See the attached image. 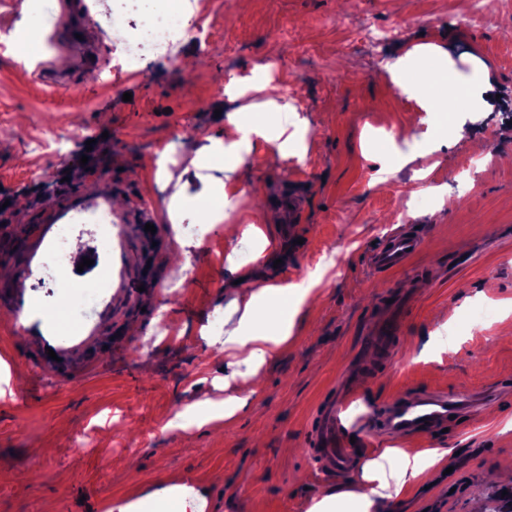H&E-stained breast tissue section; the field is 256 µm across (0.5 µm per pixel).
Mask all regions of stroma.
<instances>
[{"label":"stroma","mask_w":512,"mask_h":512,"mask_svg":"<svg viewBox=\"0 0 512 512\" xmlns=\"http://www.w3.org/2000/svg\"><path fill=\"white\" fill-rule=\"evenodd\" d=\"M166 7L176 33L189 10L203 13L207 47L176 40L146 77L75 75L64 65L73 80L59 90L12 58L18 40L36 46L41 60L63 50L54 17L39 23L33 0H0V249L9 252L0 284L19 298L18 306L0 305V360L10 376L0 396V512H111L118 504L159 512L155 494L163 489L187 492L199 512H307L327 492L350 491V476H318L305 448L317 410L335 395L389 287L411 296L400 358L359 387L342 414L349 431L397 396L512 382V343L501 339L512 330V11L493 8L476 28L459 0H167ZM369 22L396 28L398 39L362 40ZM417 43L455 60L481 59L501 101L489 112L449 113L465 125L445 137L417 111L414 95L396 94L379 63ZM273 63L309 121L308 153L300 162L262 145L233 174L227 192L236 219L270 241L245 267L276 283L302 282L327 257L335 267L304 329L261 368L254 387L242 365L226 379L215 342L243 302L228 257L249 243L220 224L197 239L186 230L197 221L192 208L181 223L166 222L176 187L140 161L160 157L180 171L185 155L222 137L218 113L252 102L215 95L216 83L260 75ZM126 92L131 101H123ZM185 126L190 136L174 139ZM404 131L434 145L441 165L431 171L419 159L373 187L390 136ZM59 153L68 165L56 163ZM423 168L427 176L418 177ZM292 188L304 196L298 234L306 247L287 257L280 198ZM401 208L423 248L407 270L375 275L365 252L397 228ZM103 211L112 214L109 297L71 337L49 335L36 311L48 294L34 290L29 273L45 242L79 220L92 263L66 276L94 281L101 240L93 224ZM142 214L156 226L161 251L138 239L133 220ZM153 252L154 285L132 292ZM162 321L176 340L154 341ZM49 350L60 357L52 370L42 366ZM249 386L251 405L231 423L169 428L192 405ZM79 429L91 443L74 444ZM384 448L410 456L457 451L452 473L439 467L409 485L395 512H483L493 473L512 460V409L467 412L432 437L377 438L367 459Z\"/></svg>","instance_id":"obj_1"}]
</instances>
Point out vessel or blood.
Wrapping results in <instances>:
<instances>
[{
    "mask_svg": "<svg viewBox=\"0 0 512 512\" xmlns=\"http://www.w3.org/2000/svg\"><path fill=\"white\" fill-rule=\"evenodd\" d=\"M62 39L68 47L74 69L92 65L99 47L91 31L73 24L63 29ZM422 243L418 233L407 229L389 234L371 249L369 265L380 273L406 270ZM407 302V289L384 290L378 299L377 318L364 338L365 353L356 366L357 381L345 382L339 392L319 409L306 454L321 471L356 470L365 447L370 446L374 436L406 433L427 435L445 424L450 416L459 415L467 409L512 401V385L507 383L486 390L451 395L433 392L419 397L400 396L363 423L360 446H351L340 417L342 406L356 392L359 381L370 380L397 363Z\"/></svg>",
    "mask_w": 512,
    "mask_h": 512,
    "instance_id": "1",
    "label": "vessel or blood"
}]
</instances>
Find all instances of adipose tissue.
Listing matches in <instances>:
<instances>
[{
    "label": "adipose tissue",
    "mask_w": 512,
    "mask_h": 512,
    "mask_svg": "<svg viewBox=\"0 0 512 512\" xmlns=\"http://www.w3.org/2000/svg\"><path fill=\"white\" fill-rule=\"evenodd\" d=\"M436 78L446 82L447 95L428 101V111L447 112L449 97L457 94L466 98L471 111L481 112L487 108L493 85L482 62H473L470 73L453 81L449 80L446 67H438ZM224 92L237 97L248 94L253 96L254 102L226 115L223 138L210 139L207 145L185 159V171L206 169L210 172L204 190L211 202L200 211L198 221L202 224L235 223L236 206L228 198L221 175L236 172L257 145L275 144L280 155L300 160L307 154L308 120L302 116L300 107L288 100L271 79L247 84L233 81L225 86ZM321 277V272L317 271L299 283L271 284L251 271H244L247 286L244 310L238 323L224 332L225 357L233 359L235 364L247 365L251 374H258L275 351L293 336L297 319ZM450 454V449L435 448L422 459H400L395 449H383L377 459L364 465L351 492L325 496L307 512H346L351 503L357 504L359 512H392L405 486L425 479L427 472L445 464ZM396 458L401 461L397 467L392 464Z\"/></svg>",
    "instance_id": "ef3b65f1"
}]
</instances>
